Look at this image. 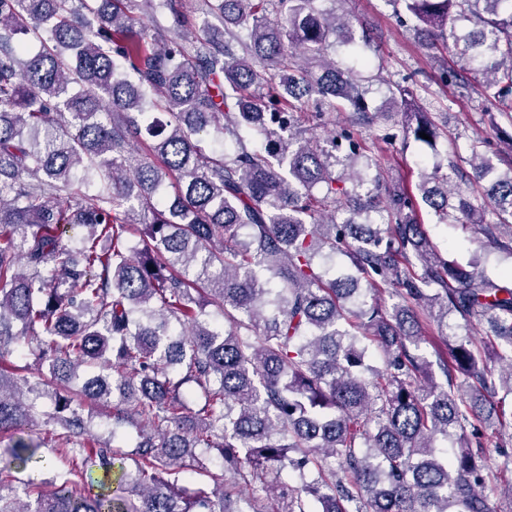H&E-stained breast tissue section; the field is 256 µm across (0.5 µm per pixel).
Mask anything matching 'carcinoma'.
<instances>
[{"label": "carcinoma", "instance_id": "obj_1", "mask_svg": "<svg viewBox=\"0 0 512 512\" xmlns=\"http://www.w3.org/2000/svg\"><path fill=\"white\" fill-rule=\"evenodd\" d=\"M129 2L0 0V512H491L483 460L512 433L478 423L512 395V285L443 258L417 200L512 256V153L485 224L462 189L448 203L456 162L385 183L350 131L321 138L338 100L374 123L363 72L381 63L336 14L347 0H203L222 25L204 39L182 0H140L167 9L164 32ZM386 2L442 88L465 87L450 53L484 75L485 111L512 118V0ZM398 90L401 120L376 140L435 143L418 83ZM211 127L224 143L208 152ZM484 147L469 144L476 182ZM70 225L86 229L72 249ZM453 313L487 324L482 344L432 362L424 327ZM28 355L48 374L15 364ZM89 404L136 429L132 450L92 434ZM50 441L102 478L20 486L12 469L52 467ZM198 446L216 451L195 460L211 490L179 483Z\"/></svg>", "mask_w": 512, "mask_h": 512}]
</instances>
